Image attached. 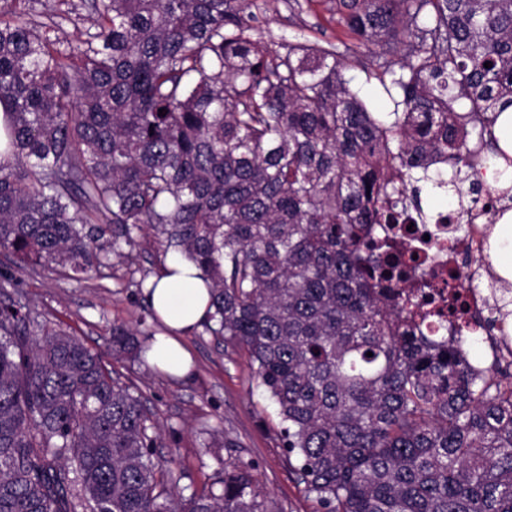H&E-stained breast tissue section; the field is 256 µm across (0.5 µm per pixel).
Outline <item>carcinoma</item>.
I'll return each instance as SVG.
<instances>
[{"label": "carcinoma", "instance_id": "cac0c4a2", "mask_svg": "<svg viewBox=\"0 0 512 512\" xmlns=\"http://www.w3.org/2000/svg\"><path fill=\"white\" fill-rule=\"evenodd\" d=\"M37 3L0 0V248L79 280L147 227L192 260L203 327L249 353L317 512H512V374L415 334L419 250L368 229L421 207L422 182L481 198L485 153L512 168V0H331L358 45L403 54L378 63L382 116L335 51L271 55L255 0H89L74 42L76 6L46 24ZM437 303L450 322L460 293ZM112 349L145 352L123 328ZM151 429L79 337L0 306V512H273L245 462L175 499Z\"/></svg>", "mask_w": 512, "mask_h": 512}]
</instances>
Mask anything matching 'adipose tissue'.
Returning <instances> with one entry per match:
<instances>
[{"label": "adipose tissue", "mask_w": 512, "mask_h": 512, "mask_svg": "<svg viewBox=\"0 0 512 512\" xmlns=\"http://www.w3.org/2000/svg\"><path fill=\"white\" fill-rule=\"evenodd\" d=\"M165 266L168 273L159 279L151 304L170 332L155 337L146 361L158 372L181 377L189 372L191 357L180 336L199 327L211 295L205 282L198 278L194 264L183 254H170Z\"/></svg>", "instance_id": "obj_1"}]
</instances>
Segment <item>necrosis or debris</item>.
<instances>
[{
    "mask_svg": "<svg viewBox=\"0 0 512 512\" xmlns=\"http://www.w3.org/2000/svg\"><path fill=\"white\" fill-rule=\"evenodd\" d=\"M401 222L413 225L416 237H431L441 249L440 254L429 256L423 265L427 279L439 288L451 275L466 283L465 310L460 323L481 342L482 361L496 367L512 364V322L504 319L493 329H486L485 321L492 314L495 299L491 289L475 287L478 274L469 263L470 257L486 247L493 236L497 214L481 205L466 207L455 202L423 221L414 213L399 214L397 224H377L373 232L379 237H391Z\"/></svg>",
    "mask_w": 512,
    "mask_h": 512,
    "instance_id": "4bbe7bcc",
    "label": "necrosis or debris"
}]
</instances>
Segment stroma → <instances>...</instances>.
Instances as JSON below:
<instances>
[{
	"instance_id": "stroma-1",
	"label": "stroma",
	"mask_w": 512,
	"mask_h": 512,
	"mask_svg": "<svg viewBox=\"0 0 512 512\" xmlns=\"http://www.w3.org/2000/svg\"><path fill=\"white\" fill-rule=\"evenodd\" d=\"M257 2L254 36L272 52L316 43L345 53L349 40L332 20L328 0L299 11L289 9V0ZM135 239L131 258L113 260L111 267L79 281L19 268L3 249L0 273L18 280V291L39 324L80 337L121 382L141 393L157 434L154 457L172 471L175 495L206 492L221 477L225 462L243 459L252 462L256 483L277 512H316V502L288 461L277 407L258 386L245 349L197 328L182 338L192 369L181 378L113 357V327H129L142 338L158 331L136 283L143 274L157 273L164 249L150 230L136 232ZM217 430L225 446L213 444Z\"/></svg>"
}]
</instances>
